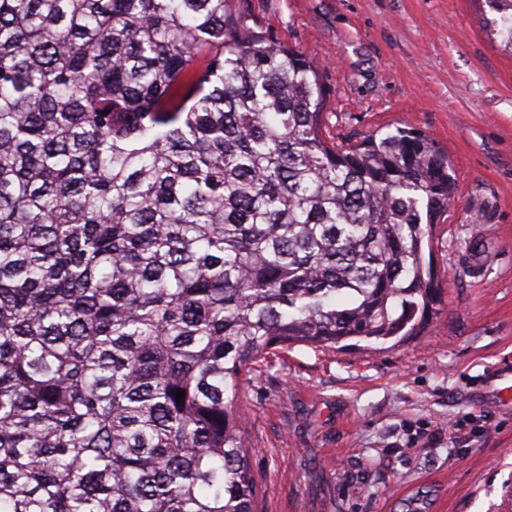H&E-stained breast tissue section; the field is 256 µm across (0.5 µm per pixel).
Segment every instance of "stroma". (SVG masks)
I'll return each mask as SVG.
<instances>
[{
	"label": "stroma",
	"mask_w": 512,
	"mask_h": 512,
	"mask_svg": "<svg viewBox=\"0 0 512 512\" xmlns=\"http://www.w3.org/2000/svg\"><path fill=\"white\" fill-rule=\"evenodd\" d=\"M305 52L325 138L415 128L458 198L435 225L431 324L368 349L275 348L235 393L259 512H512V409L476 401L512 361V56L483 0H231ZM466 420L461 442L450 420Z\"/></svg>",
	"instance_id": "obj_1"
}]
</instances>
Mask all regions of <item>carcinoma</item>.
<instances>
[{
	"instance_id": "carcinoma-1",
	"label": "carcinoma",
	"mask_w": 512,
	"mask_h": 512,
	"mask_svg": "<svg viewBox=\"0 0 512 512\" xmlns=\"http://www.w3.org/2000/svg\"><path fill=\"white\" fill-rule=\"evenodd\" d=\"M228 3L0 0V512H256L251 366L433 320L447 154Z\"/></svg>"
}]
</instances>
